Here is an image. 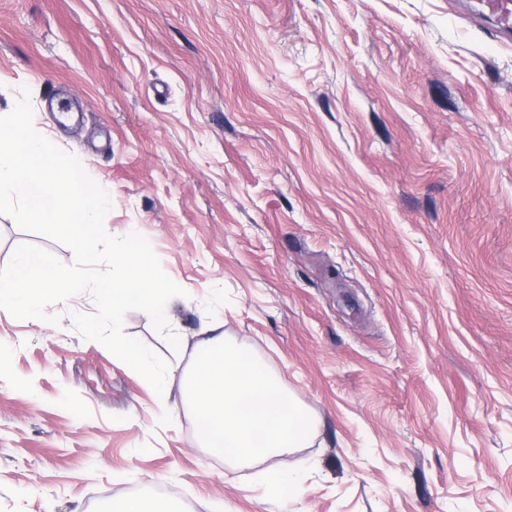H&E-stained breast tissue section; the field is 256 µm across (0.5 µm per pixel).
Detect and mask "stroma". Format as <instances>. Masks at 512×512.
<instances>
[{"instance_id":"35a3bbf8","label":"stroma","mask_w":512,"mask_h":512,"mask_svg":"<svg viewBox=\"0 0 512 512\" xmlns=\"http://www.w3.org/2000/svg\"><path fill=\"white\" fill-rule=\"evenodd\" d=\"M79 112L60 125L49 89ZM107 189L182 288L163 394L73 313L0 309V512H512V45L457 0H0V114ZM23 243L0 215V268ZM221 324L316 424L239 467L183 388ZM300 470V494L268 491Z\"/></svg>"}]
</instances>
